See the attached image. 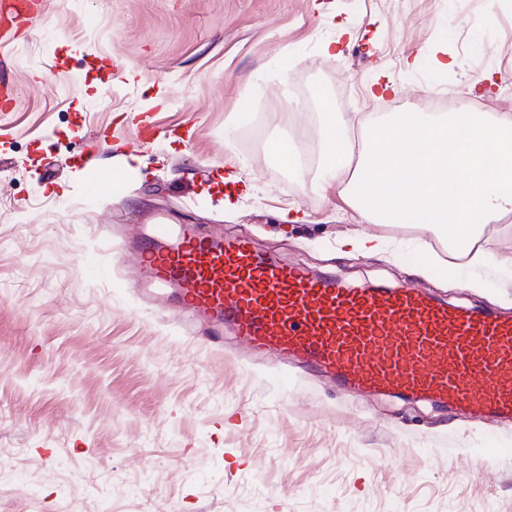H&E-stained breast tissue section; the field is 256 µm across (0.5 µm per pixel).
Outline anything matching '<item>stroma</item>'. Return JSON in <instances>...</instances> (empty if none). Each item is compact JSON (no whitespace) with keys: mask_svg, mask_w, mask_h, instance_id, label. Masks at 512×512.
<instances>
[{"mask_svg":"<svg viewBox=\"0 0 512 512\" xmlns=\"http://www.w3.org/2000/svg\"><path fill=\"white\" fill-rule=\"evenodd\" d=\"M0 24V512H512V419L359 394L203 345L136 292L122 241L161 217L245 235L355 288L423 290L512 314V279L412 273L420 227L362 221L268 152L320 114L418 112L449 93L489 112L512 89V10L489 0H44ZM337 45L324 55L328 40ZM456 60L442 74L432 50ZM396 89L372 95L377 76ZM490 77L477 92L468 86ZM159 128L141 142L142 127ZM111 128V141L97 132ZM97 154L121 192H91ZM233 180H226V173ZM290 212L292 221L280 218ZM366 234L383 250L351 254ZM18 6V8H17ZM43 2L41 0L31 1H3L1 10L10 9L9 14L14 21L20 24H28L37 21L43 12Z\"/></svg>","mask_w":512,"mask_h":512,"instance_id":"35a3bbf8","label":"stroma"}]
</instances>
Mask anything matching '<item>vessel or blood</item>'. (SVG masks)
Masks as SVG:
<instances>
[{
  "mask_svg": "<svg viewBox=\"0 0 512 512\" xmlns=\"http://www.w3.org/2000/svg\"><path fill=\"white\" fill-rule=\"evenodd\" d=\"M37 21L42 0H9ZM141 293L175 292L187 323L224 343L225 327L258 351L318 369L362 391H396L512 417V315L436 302L412 288H349L270 260L245 238L194 224H153L140 243Z\"/></svg>",
  "mask_w": 512,
  "mask_h": 512,
  "instance_id": "obj_1",
  "label": "vessel or blood"
}]
</instances>
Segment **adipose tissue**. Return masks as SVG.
Listing matches in <instances>:
<instances>
[{"label": "adipose tissue", "mask_w": 512, "mask_h": 512, "mask_svg": "<svg viewBox=\"0 0 512 512\" xmlns=\"http://www.w3.org/2000/svg\"><path fill=\"white\" fill-rule=\"evenodd\" d=\"M314 162L320 182H336L374 224H418L449 255L512 274V258L488 248L483 226L512 214L511 112H322ZM371 130L352 153V125Z\"/></svg>", "instance_id": "adipose-tissue-1"}]
</instances>
